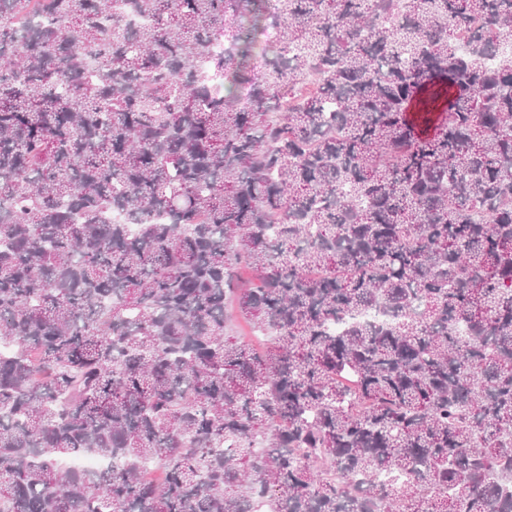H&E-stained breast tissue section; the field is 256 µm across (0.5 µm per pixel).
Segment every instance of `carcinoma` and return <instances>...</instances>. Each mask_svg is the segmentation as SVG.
Masks as SVG:
<instances>
[{
  "instance_id": "obj_1",
  "label": "carcinoma",
  "mask_w": 512,
  "mask_h": 512,
  "mask_svg": "<svg viewBox=\"0 0 512 512\" xmlns=\"http://www.w3.org/2000/svg\"><path fill=\"white\" fill-rule=\"evenodd\" d=\"M271 14L0 0V512H512V0Z\"/></svg>"
}]
</instances>
